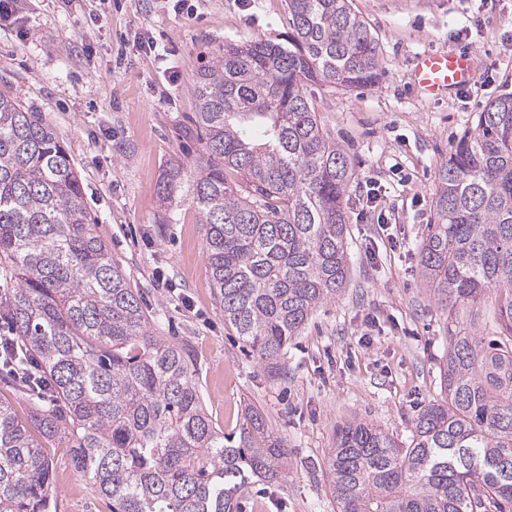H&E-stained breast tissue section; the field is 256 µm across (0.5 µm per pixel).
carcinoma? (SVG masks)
Listing matches in <instances>:
<instances>
[{
	"mask_svg": "<svg viewBox=\"0 0 512 512\" xmlns=\"http://www.w3.org/2000/svg\"><path fill=\"white\" fill-rule=\"evenodd\" d=\"M288 43L226 45L193 79L203 156L158 183L204 231L224 323L278 377L288 341L349 272L354 170L304 86L378 81L377 43L348 0H288ZM420 275L448 315L444 397L401 441L374 424L336 431L337 512H512V96L491 101L438 171ZM0 328L32 414L0 400V512H49L43 443L112 512H239L255 476L282 477L288 449L247 402L238 433L203 404L190 345L155 334L138 291L95 232L74 160L41 113L0 93ZM494 298L497 336L477 333Z\"/></svg>",
	"mask_w": 512,
	"mask_h": 512,
	"instance_id": "carcinoma-1",
	"label": "carcinoma"
}]
</instances>
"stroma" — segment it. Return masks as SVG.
I'll use <instances>...</instances> for the list:
<instances>
[{"instance_id": "1", "label": "stroma", "mask_w": 512, "mask_h": 512, "mask_svg": "<svg viewBox=\"0 0 512 512\" xmlns=\"http://www.w3.org/2000/svg\"><path fill=\"white\" fill-rule=\"evenodd\" d=\"M379 46L370 86L308 84L323 128L350 158V275L288 343L284 376L247 354L212 288L203 230L168 206V161L197 165L193 79L222 45L285 42L288 0H16L0 18V93L42 113L81 176L97 234L141 295L156 335L186 339L208 414L238 430L254 402L288 449V469L252 479L243 512H336L326 464L336 431L360 420L407 439L440 398L447 315L425 289L419 246L434 221L437 174L491 100L512 94V0H349ZM164 46L148 51V38ZM474 58L470 84L430 98L413 85L425 50ZM168 223H161V216ZM53 512H112L48 446Z\"/></svg>"}]
</instances>
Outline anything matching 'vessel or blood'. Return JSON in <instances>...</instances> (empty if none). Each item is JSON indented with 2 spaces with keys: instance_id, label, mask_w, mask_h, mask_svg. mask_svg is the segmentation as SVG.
Returning <instances> with one entry per match:
<instances>
[{
  "instance_id": "obj_1",
  "label": "vessel or blood",
  "mask_w": 512,
  "mask_h": 512,
  "mask_svg": "<svg viewBox=\"0 0 512 512\" xmlns=\"http://www.w3.org/2000/svg\"><path fill=\"white\" fill-rule=\"evenodd\" d=\"M473 64L470 55L457 50H432L419 56L413 71L414 85L431 96H439L470 84Z\"/></svg>"
}]
</instances>
